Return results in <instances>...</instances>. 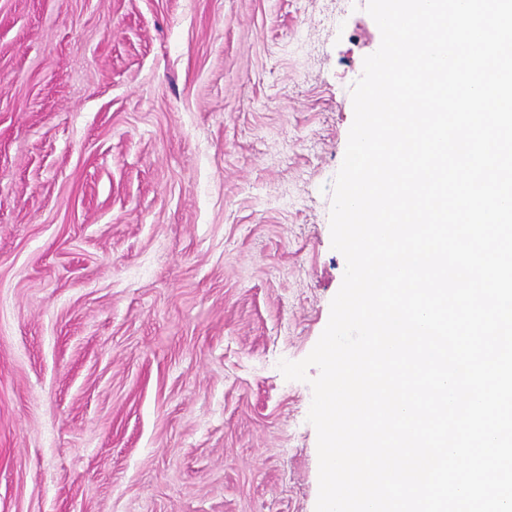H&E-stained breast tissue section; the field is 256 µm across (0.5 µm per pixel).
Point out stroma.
<instances>
[{"label": "stroma", "instance_id": "obj_1", "mask_svg": "<svg viewBox=\"0 0 512 512\" xmlns=\"http://www.w3.org/2000/svg\"><path fill=\"white\" fill-rule=\"evenodd\" d=\"M366 5L0 0V512H315Z\"/></svg>", "mask_w": 512, "mask_h": 512}]
</instances>
